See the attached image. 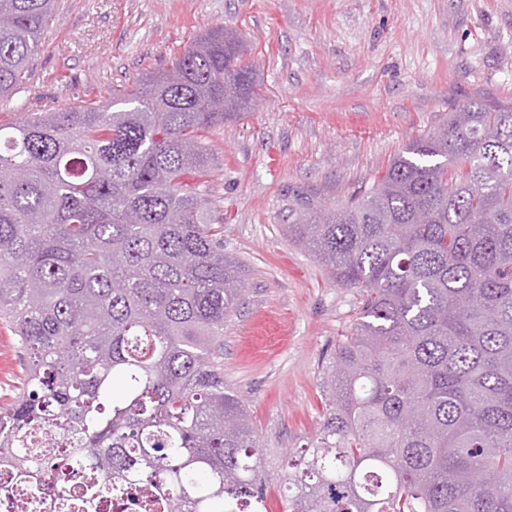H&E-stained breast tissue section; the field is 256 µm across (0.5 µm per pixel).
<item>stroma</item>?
I'll return each mask as SVG.
<instances>
[{"label": "stroma", "mask_w": 512, "mask_h": 512, "mask_svg": "<svg viewBox=\"0 0 512 512\" xmlns=\"http://www.w3.org/2000/svg\"><path fill=\"white\" fill-rule=\"evenodd\" d=\"M239 35L257 106L208 134L200 179L247 288L224 321V382L262 445L268 512H284L286 456L323 421V358L356 317L285 226L295 195L345 204L451 108L512 102V0H58L30 63L56 112L170 66L215 25ZM25 356L0 323V403Z\"/></svg>", "instance_id": "stroma-1"}]
</instances>
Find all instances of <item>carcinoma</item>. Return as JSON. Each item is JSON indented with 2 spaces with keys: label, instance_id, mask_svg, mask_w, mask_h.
I'll list each match as a JSON object with an SVG mask.
<instances>
[{
  "label": "carcinoma",
  "instance_id": "carcinoma-1",
  "mask_svg": "<svg viewBox=\"0 0 512 512\" xmlns=\"http://www.w3.org/2000/svg\"><path fill=\"white\" fill-rule=\"evenodd\" d=\"M56 0H0V98L24 88ZM219 24L112 99L0 124V321L27 355L0 467L29 508L91 468L82 512H266L259 440L224 385V255L207 132L257 95ZM288 236L358 316L322 366L324 422L288 512H512V103L467 102L341 207Z\"/></svg>",
  "mask_w": 512,
  "mask_h": 512
}]
</instances>
